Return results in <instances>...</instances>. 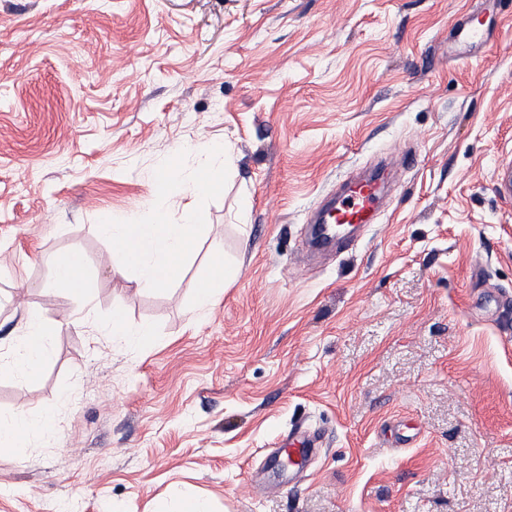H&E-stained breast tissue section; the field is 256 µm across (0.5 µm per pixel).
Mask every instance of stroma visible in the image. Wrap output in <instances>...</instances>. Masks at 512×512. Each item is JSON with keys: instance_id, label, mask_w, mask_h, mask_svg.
<instances>
[{"instance_id": "obj_1", "label": "stroma", "mask_w": 512, "mask_h": 512, "mask_svg": "<svg viewBox=\"0 0 512 512\" xmlns=\"http://www.w3.org/2000/svg\"><path fill=\"white\" fill-rule=\"evenodd\" d=\"M0 0V354L56 327L0 416L51 415L0 451V512H512V0ZM223 142L222 191L157 198L167 161ZM405 156L375 223L310 255L307 216ZM194 208L178 279L107 265L102 214ZM239 267L209 311L212 251ZM86 288L50 287L66 253ZM123 307L133 349L69 317ZM321 448L272 457L296 430ZM452 35L456 48L463 49L475 43L489 41L491 29L483 22L476 24L469 17L461 16L455 21ZM23 334L18 336L10 363H2L18 370L25 378H34L41 371L52 340L53 327L36 314L29 313L24 319Z\"/></svg>"}]
</instances>
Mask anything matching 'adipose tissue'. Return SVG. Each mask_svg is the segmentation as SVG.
<instances>
[{
	"label": "adipose tissue",
	"mask_w": 512,
	"mask_h": 512,
	"mask_svg": "<svg viewBox=\"0 0 512 512\" xmlns=\"http://www.w3.org/2000/svg\"><path fill=\"white\" fill-rule=\"evenodd\" d=\"M198 164L190 171L167 163L156 178L159 196L171 190L194 196L216 192L224 186L226 155L220 142L195 146ZM199 226L193 210H183L179 220H171L167 211L148 205L142 215L117 223L104 218L100 233L108 240L112 257L122 270L130 272L137 288L149 290L175 281L181 272L197 236ZM53 336V327L36 314L24 320L11 365L23 377H34L41 371Z\"/></svg>",
	"instance_id": "1"
}]
</instances>
